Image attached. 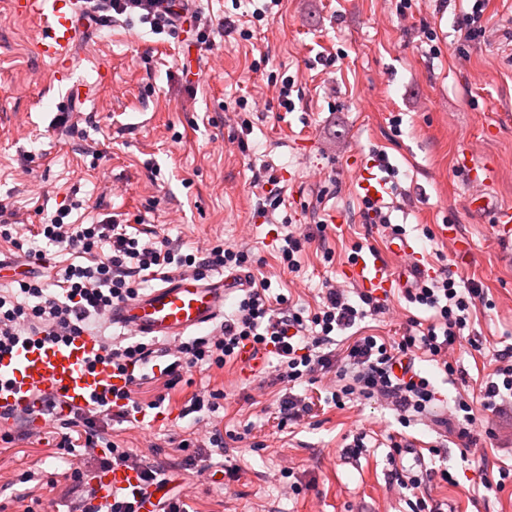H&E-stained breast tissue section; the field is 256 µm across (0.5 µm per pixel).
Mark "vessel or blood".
<instances>
[{
  "label": "vessel or blood",
  "instance_id": "obj_1",
  "mask_svg": "<svg viewBox=\"0 0 512 512\" xmlns=\"http://www.w3.org/2000/svg\"><path fill=\"white\" fill-rule=\"evenodd\" d=\"M14 11L39 28L38 50L53 60L57 73H73V55L85 30L83 0H13ZM366 197L384 200L389 187L379 165L368 166L356 181ZM391 253L407 260V273L389 270L383 259ZM362 252L348 266L349 278L377 293L406 287L408 279H426L432 270L421 261L414 241L404 235H387L385 251ZM242 275L200 279L177 274L161 285L113 309L111 325L139 336L172 339L208 327L224 313V302L234 290L244 287ZM98 336L85 332L63 344L25 345L0 356V413H22L32 427L47 425L40 415L42 398H54L60 416L88 408L102 393L129 385L126 376L100 362ZM140 482L137 471L108 468L93 480L97 500L111 499L113 491L133 489Z\"/></svg>",
  "mask_w": 512,
  "mask_h": 512
}]
</instances>
